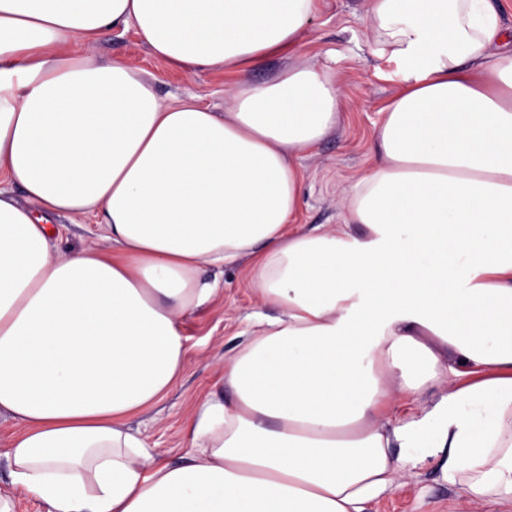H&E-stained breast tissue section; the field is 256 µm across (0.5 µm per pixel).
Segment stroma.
<instances>
[{"label":"stroma","instance_id":"35a3bbf8","mask_svg":"<svg viewBox=\"0 0 512 512\" xmlns=\"http://www.w3.org/2000/svg\"><path fill=\"white\" fill-rule=\"evenodd\" d=\"M366 0H319L304 38L306 57L330 64L342 90L340 121L316 148L300 152L296 162L303 174L297 223L305 226L342 223L338 203L348 187L373 161L370 147L380 110L395 93L396 84L375 72L377 59L371 32L361 25ZM93 52L140 69L154 79L159 95L195 96L214 111H223L228 89L242 81L259 82L287 67L289 60L274 57L252 70L248 78L205 69L188 76L156 59L134 30L102 33ZM204 279H220L222 293L184 317L181 333L186 348L185 369L174 390L153 408L131 416L127 425L159 457L176 462L190 450L184 422L204 398L218 375L217 363L238 349L241 333L254 313L276 315L275 307H259L241 266L206 268ZM401 488L367 504L365 512H471L464 487L444 481L437 466L406 469Z\"/></svg>","mask_w":512,"mask_h":512}]
</instances>
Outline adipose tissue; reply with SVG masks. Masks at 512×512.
Masks as SVG:
<instances>
[{"mask_svg": "<svg viewBox=\"0 0 512 512\" xmlns=\"http://www.w3.org/2000/svg\"><path fill=\"white\" fill-rule=\"evenodd\" d=\"M397 90L340 224L292 228L293 159L340 119L300 49L317 0H0V419L46 512H363L436 462L472 512L512 501V27L494 0H366ZM245 76L215 112L86 51ZM22 188L24 203L10 197ZM96 224L65 251L56 215ZM245 263L278 309L156 457L127 426L185 368L182 319Z\"/></svg>", "mask_w": 512, "mask_h": 512, "instance_id": "obj_1", "label": "adipose tissue"}]
</instances>
